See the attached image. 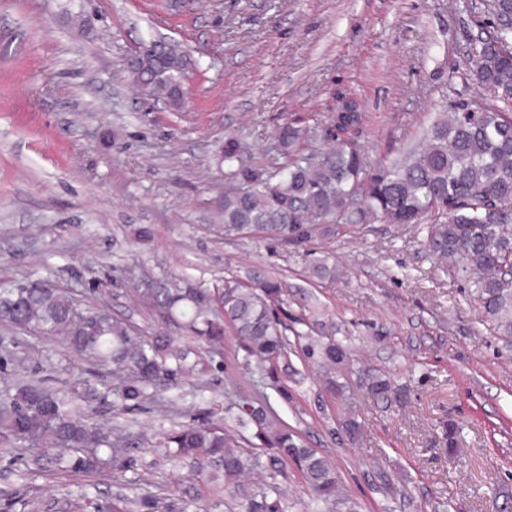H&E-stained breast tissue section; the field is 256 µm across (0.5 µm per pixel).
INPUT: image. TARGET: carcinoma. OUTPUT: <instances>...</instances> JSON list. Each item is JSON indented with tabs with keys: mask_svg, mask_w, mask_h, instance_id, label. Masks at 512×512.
Wrapping results in <instances>:
<instances>
[{
	"mask_svg": "<svg viewBox=\"0 0 512 512\" xmlns=\"http://www.w3.org/2000/svg\"><path fill=\"white\" fill-rule=\"evenodd\" d=\"M477 27L470 43L474 66L460 80L477 86L486 98L439 113L390 161H371L355 142L366 115L343 93L338 98L345 102L343 109L331 113L323 129V147L316 145V127L286 122L276 132L275 154L258 166L238 139H225L226 186L218 203L224 234L262 230L298 240L319 224L423 221L427 253L451 263L448 273L467 279L493 330L512 338V0H484ZM195 66L179 43L156 40L146 58L130 57L126 72L140 94L163 96L178 109L186 75ZM147 298L182 330L213 346L231 333L281 403L292 404L288 333L303 334L293 328L299 320L283 308L277 281L226 285L221 294L183 281L155 288ZM0 322L33 329L79 357L112 367L121 381L116 389H74L73 395L87 403L111 397L112 406L137 410L184 372L185 357L172 352L165 333L146 336L105 314L81 313L71 296L45 280L1 276ZM303 353L334 367L348 360L346 348L334 341L311 340ZM324 386L351 408L349 387L332 375ZM232 409L236 429L223 425L209 408L202 418L160 434L153 443L144 434L132 441L102 431L91 415L56 392L26 384L14 393L0 390V429L16 441L20 456L48 441L73 452L70 467L93 474L133 469L135 458L121 449L149 443L170 457L191 459L201 477L224 475L229 512H286L279 484L245 481L259 468L276 476L292 468L316 503L330 512H356L335 464L288 428L269 397L239 396L227 404L226 410ZM244 428L254 429L258 443L246 438ZM136 507L137 512H188V504L157 496L140 499Z\"/></svg>",
	"mask_w": 512,
	"mask_h": 512,
	"instance_id": "carcinoma-1",
	"label": "carcinoma"
}]
</instances>
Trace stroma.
Instances as JSON below:
<instances>
[{
    "label": "stroma",
    "mask_w": 512,
    "mask_h": 512,
    "mask_svg": "<svg viewBox=\"0 0 512 512\" xmlns=\"http://www.w3.org/2000/svg\"><path fill=\"white\" fill-rule=\"evenodd\" d=\"M470 0H0V276L29 275L72 292L150 335L172 336L196 373L135 413L98 409L103 430L153 436L224 408L230 391L265 388L233 342L212 348L163 320L143 284L182 280L282 284L310 339L352 349L338 375L360 403L359 438L326 372L294 350L289 429L336 464L358 512H512V340L489 330L465 280L442 271L417 227H316L293 242L224 233L217 152L241 139L264 163L286 119L327 125L334 93L353 94L371 159L418 134L435 113L481 99L458 75L476 35ZM180 42L199 67L180 110L139 95L127 57L141 44ZM153 229L148 243L133 230ZM334 267L319 277V263ZM18 365L0 387L35 381L64 391L115 386L111 369L63 344L0 325ZM396 392L368 395L372 378ZM133 470L101 480L0 440V512H135L144 495L227 512L223 482L134 451Z\"/></svg>",
    "instance_id": "1"
}]
</instances>
